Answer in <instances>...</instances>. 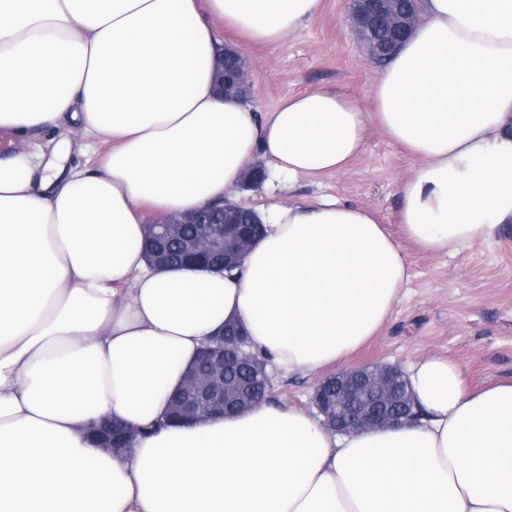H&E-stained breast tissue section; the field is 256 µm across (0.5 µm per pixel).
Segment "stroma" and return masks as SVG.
<instances>
[{"label":"stroma","mask_w":512,"mask_h":512,"mask_svg":"<svg viewBox=\"0 0 512 512\" xmlns=\"http://www.w3.org/2000/svg\"><path fill=\"white\" fill-rule=\"evenodd\" d=\"M217 35L251 67L247 99L257 112L286 95L317 88L368 100L374 71L351 31L347 0H322L316 15L274 44L241 46L223 27ZM413 167V159L371 125L359 158L340 173L296 181L290 196L331 195L366 207L397 237L399 187ZM402 250L409 282L379 333L350 357L348 367L373 362L406 367L438 356L459 365L476 389L512 380V223L502 225L493 239L448 253H422L408 243ZM269 376L273 402L311 411L317 377L274 367Z\"/></svg>","instance_id":"obj_1"}]
</instances>
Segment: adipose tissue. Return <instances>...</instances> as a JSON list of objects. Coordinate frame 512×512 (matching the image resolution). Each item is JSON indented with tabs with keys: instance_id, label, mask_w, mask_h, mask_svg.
Masks as SVG:
<instances>
[{
	"instance_id": "obj_1",
	"label": "adipose tissue",
	"mask_w": 512,
	"mask_h": 512,
	"mask_svg": "<svg viewBox=\"0 0 512 512\" xmlns=\"http://www.w3.org/2000/svg\"><path fill=\"white\" fill-rule=\"evenodd\" d=\"M322 0H0V132L76 125L87 163L0 158V512H512V381L471 390L429 356L406 377L421 415L348 435L264 400L167 424L168 400L233 320L277 368L341 369L385 324L405 256L367 208L267 205L241 271L152 269L150 224L220 201L256 159L268 182L361 155L368 125L415 166L404 237L445 252L512 221V0H423L380 69L373 111L326 90L265 114L215 89L214 21L283 40ZM138 428L115 457L86 436Z\"/></svg>"
}]
</instances>
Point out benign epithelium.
Listing matches in <instances>:
<instances>
[{
  "label": "benign epithelium",
  "instance_id": "7a95c632",
  "mask_svg": "<svg viewBox=\"0 0 512 512\" xmlns=\"http://www.w3.org/2000/svg\"><path fill=\"white\" fill-rule=\"evenodd\" d=\"M353 31L367 48L371 61L390 55L419 22V11L402 10L397 0H348ZM251 208L226 199L190 214L172 215L153 223L162 239L183 240L188 253L214 256L226 269L237 267L250 250L254 238L244 224H259ZM186 224L195 233L182 239ZM240 357L237 342L219 332L206 343L194 367L184 376L170 401L171 410L184 423L224 414V371ZM260 379L247 398L262 401L270 393V377L260 361ZM405 371L398 364L378 363L345 369L319 382L311 397L318 415L334 433L348 434L397 426L414 419L412 391H403Z\"/></svg>",
  "mask_w": 512,
  "mask_h": 512
}]
</instances>
